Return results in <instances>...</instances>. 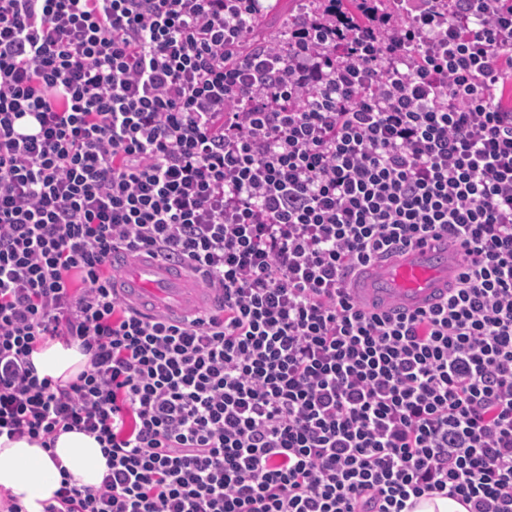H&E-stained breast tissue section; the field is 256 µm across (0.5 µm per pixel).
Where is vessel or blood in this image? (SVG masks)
I'll return each mask as SVG.
<instances>
[{
    "mask_svg": "<svg viewBox=\"0 0 512 512\" xmlns=\"http://www.w3.org/2000/svg\"><path fill=\"white\" fill-rule=\"evenodd\" d=\"M454 269L446 241H431L379 263L375 270L367 272L361 292L373 312L395 306L424 308L435 302ZM121 282L127 296L145 311L169 301L178 305L196 303L204 310L210 306L209 301L199 300L197 289L180 270L160 260L132 266L122 273Z\"/></svg>",
    "mask_w": 512,
    "mask_h": 512,
    "instance_id": "vessel-or-blood-1",
    "label": "vessel or blood"
}]
</instances>
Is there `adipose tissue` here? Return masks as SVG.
Masks as SVG:
<instances>
[{"mask_svg":"<svg viewBox=\"0 0 512 512\" xmlns=\"http://www.w3.org/2000/svg\"><path fill=\"white\" fill-rule=\"evenodd\" d=\"M42 375L69 380L87 364L77 348L49 343L32 354ZM68 470L78 485L98 487L107 471V460L95 437L78 431L61 433L53 450L21 439L0 436V490L16 496L27 512H38L43 501L53 497L60 486L61 470Z\"/></svg>","mask_w":512,"mask_h":512,"instance_id":"obj_1","label":"adipose tissue"}]
</instances>
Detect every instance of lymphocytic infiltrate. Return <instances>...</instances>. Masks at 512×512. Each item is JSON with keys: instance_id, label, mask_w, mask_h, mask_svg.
Returning a JSON list of instances; mask_svg holds the SVG:
<instances>
[{"instance_id": "lymphocytic-infiltrate-1", "label": "lymphocytic infiltrate", "mask_w": 512, "mask_h": 512, "mask_svg": "<svg viewBox=\"0 0 512 512\" xmlns=\"http://www.w3.org/2000/svg\"><path fill=\"white\" fill-rule=\"evenodd\" d=\"M266 2L0 0V435L101 444L41 512H512V0H301L252 49ZM443 237L439 303L364 310ZM116 252L213 308L140 312ZM32 359L41 376L49 375L62 381L75 378L87 364V356L76 347L66 349L59 343H48L34 351Z\"/></svg>"}]
</instances>
